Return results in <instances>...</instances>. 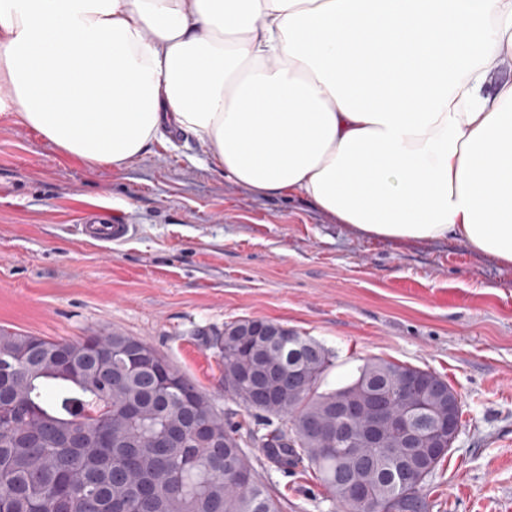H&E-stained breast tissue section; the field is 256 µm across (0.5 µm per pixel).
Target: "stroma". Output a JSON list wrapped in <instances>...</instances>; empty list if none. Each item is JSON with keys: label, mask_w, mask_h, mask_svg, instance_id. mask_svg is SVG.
<instances>
[{"label": "stroma", "mask_w": 512, "mask_h": 512, "mask_svg": "<svg viewBox=\"0 0 512 512\" xmlns=\"http://www.w3.org/2000/svg\"><path fill=\"white\" fill-rule=\"evenodd\" d=\"M84 213L136 233L102 246L76 232ZM244 318L323 345L331 388L372 357L447 380L463 427L426 489L431 512H512V267L454 239L361 237L304 198L255 195L188 136L114 169L62 155L0 113V326L148 342L238 429L280 512H344L313 470L269 461L252 438L261 420L225 392L208 340Z\"/></svg>", "instance_id": "35a3bbf8"}]
</instances>
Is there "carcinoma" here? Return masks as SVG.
<instances>
[{
	"label": "carcinoma",
	"instance_id": "cac0c4a2",
	"mask_svg": "<svg viewBox=\"0 0 512 512\" xmlns=\"http://www.w3.org/2000/svg\"><path fill=\"white\" fill-rule=\"evenodd\" d=\"M252 322L224 324L211 347L226 378L248 373L268 395L295 384L288 402L261 408L290 421L288 432L260 437L269 458L316 470L347 512H430L424 489L449 449L402 448L392 430L375 448L338 447L329 434L336 407L373 389L401 413L408 375L439 388L428 414L412 421L428 429L448 412V381L369 358L351 382L323 391L327 349L280 323L283 342H268ZM129 348L151 346L115 332L58 341L0 328V512H58L62 498L69 512H280L210 397L172 366L181 384H159L154 363L132 365ZM241 473L248 482L238 481Z\"/></svg>",
	"mask_w": 512,
	"mask_h": 512
}]
</instances>
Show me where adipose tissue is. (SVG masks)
I'll use <instances>...</instances> for the list:
<instances>
[{"instance_id": "obj_1", "label": "adipose tissue", "mask_w": 512, "mask_h": 512, "mask_svg": "<svg viewBox=\"0 0 512 512\" xmlns=\"http://www.w3.org/2000/svg\"><path fill=\"white\" fill-rule=\"evenodd\" d=\"M512 0H0V112L122 168L191 135L357 235L512 266Z\"/></svg>"}]
</instances>
